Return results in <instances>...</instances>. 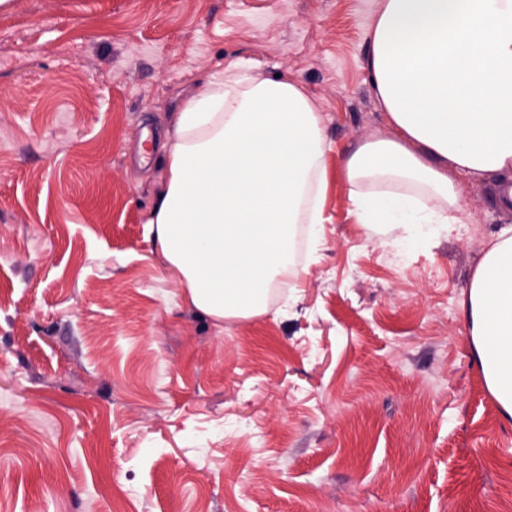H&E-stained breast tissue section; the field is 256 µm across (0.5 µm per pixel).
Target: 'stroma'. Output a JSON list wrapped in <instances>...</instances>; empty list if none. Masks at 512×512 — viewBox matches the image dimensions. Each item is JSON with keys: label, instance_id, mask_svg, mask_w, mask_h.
Masks as SVG:
<instances>
[{"label": "stroma", "instance_id": "1", "mask_svg": "<svg viewBox=\"0 0 512 512\" xmlns=\"http://www.w3.org/2000/svg\"><path fill=\"white\" fill-rule=\"evenodd\" d=\"M381 0H10L0 11V512H506L512 419L462 306L512 208L407 249L345 177L394 137ZM300 85L329 148L324 224L286 296L220 322L145 221L173 115L208 80Z\"/></svg>", "mask_w": 512, "mask_h": 512}]
</instances>
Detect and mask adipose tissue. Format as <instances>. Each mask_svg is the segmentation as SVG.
Here are the masks:
<instances>
[{"instance_id": "obj_1", "label": "adipose tissue", "mask_w": 512, "mask_h": 512, "mask_svg": "<svg viewBox=\"0 0 512 512\" xmlns=\"http://www.w3.org/2000/svg\"><path fill=\"white\" fill-rule=\"evenodd\" d=\"M370 72L397 135L347 162L350 183L371 185L351 197L359 223L454 232L458 178L512 172V0H383ZM174 131L148 234L192 306L219 321L261 315L298 274L300 225L324 221L316 107L290 81L218 79L175 113ZM464 308L486 386L512 418V224Z\"/></svg>"}]
</instances>
